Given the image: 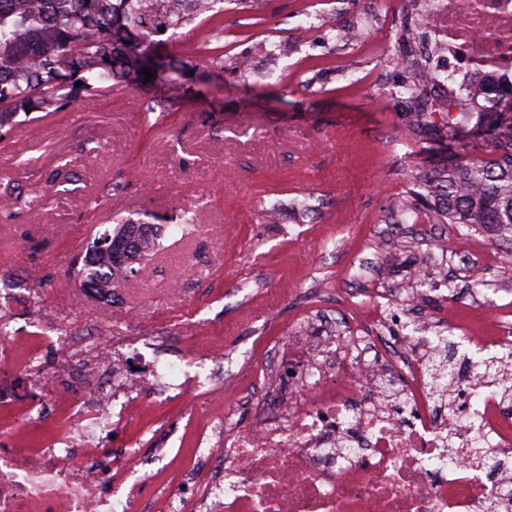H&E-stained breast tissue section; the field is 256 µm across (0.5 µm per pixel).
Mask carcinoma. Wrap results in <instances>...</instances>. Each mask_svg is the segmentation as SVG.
Here are the masks:
<instances>
[{
  "label": "carcinoma",
  "mask_w": 512,
  "mask_h": 512,
  "mask_svg": "<svg viewBox=\"0 0 512 512\" xmlns=\"http://www.w3.org/2000/svg\"><path fill=\"white\" fill-rule=\"evenodd\" d=\"M224 0H0V139L20 113L46 115L113 85H145L143 69L168 55L163 81L181 84L183 61L168 45L185 36L196 20L215 21ZM81 86H76V83ZM448 125L442 166L415 181L413 195L435 202L437 221L477 227L491 246H512V116L496 113L495 137L482 157L466 154L485 135L483 114ZM117 227L87 248L78 271L88 288H120L133 276L149 274L148 264L114 266L98 250L131 232L132 221L114 214ZM159 224L137 233L139 252L159 246Z\"/></svg>",
  "instance_id": "carcinoma-1"
}]
</instances>
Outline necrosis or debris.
<instances>
[{"label":"necrosis or debris","mask_w":512,"mask_h":512,"mask_svg":"<svg viewBox=\"0 0 512 512\" xmlns=\"http://www.w3.org/2000/svg\"><path fill=\"white\" fill-rule=\"evenodd\" d=\"M418 43L434 41L426 86L449 112H486L512 101V0H407ZM342 302L370 306L371 319L335 321L314 311L268 365L288 384L256 383L240 427L225 404L223 356L207 375L182 380L175 367L117 350L112 325L84 336L57 328L60 351L47 369L46 337L15 333L16 292L0 289V367L41 386L67 411L68 432L38 452L0 450V512H142L121 485L104 489L112 452L95 445L140 398L193 389L207 425L191 458L151 512H512V401L471 357L448 379L452 404L433 393L428 337L408 336L391 317L400 307L426 319L422 290L392 303L364 294L370 277ZM484 353L512 348V322L491 316L467 330Z\"/></svg>","instance_id":"necrosis-or-debris-1"}]
</instances>
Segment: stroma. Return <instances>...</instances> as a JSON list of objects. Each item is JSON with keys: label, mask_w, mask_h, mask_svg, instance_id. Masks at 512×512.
Segmentation results:
<instances>
[{"label": "stroma", "mask_w": 512, "mask_h": 512, "mask_svg": "<svg viewBox=\"0 0 512 512\" xmlns=\"http://www.w3.org/2000/svg\"><path fill=\"white\" fill-rule=\"evenodd\" d=\"M309 0H256L249 9L226 0L220 26L200 23L189 40L205 53L187 59L190 72L169 117L145 129L141 108L152 90L122 88L78 101L51 118L22 114L0 141V192L40 198L37 211L0 214V281L24 288L41 308L19 314L34 330L38 318L57 317L72 335L102 321L112 334L173 336L171 360L181 367L224 344L226 402L253 386L269 346L303 322L311 300L335 302L352 287L354 264L371 266L368 288H404L410 264L442 238L473 241L450 253L432 278H448V296L432 299V315L451 320L512 302V265L488 261L483 233L438 223L410 194L415 175L434 170L437 127L410 123L398 85L413 83L415 67L400 35L410 15L403 0H325V25L369 18L365 54L323 42L299 16ZM263 40L288 43L287 55L257 50ZM223 53L211 74L207 58ZM249 54L242 72L232 61ZM119 185L118 199L104 193ZM310 211L295 218L292 199ZM139 220L193 209L187 230L165 231L147 278L134 277L112 306L89 299L75 266L94 237L113 229V212ZM485 286L470 288L474 266ZM205 422L188 396L142 401L98 442L121 451L141 449L130 483L148 492L166 483L193 448ZM70 425L67 414L46 411L26 426L0 414V448L49 445ZM172 429L173 450L163 461L147 454L152 433Z\"/></svg>", "instance_id": "obj_1"}]
</instances>
